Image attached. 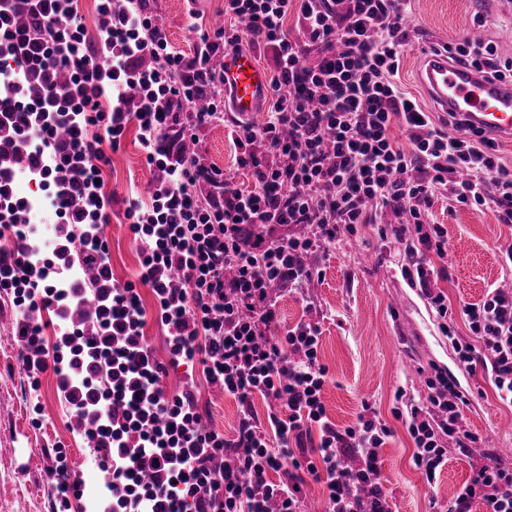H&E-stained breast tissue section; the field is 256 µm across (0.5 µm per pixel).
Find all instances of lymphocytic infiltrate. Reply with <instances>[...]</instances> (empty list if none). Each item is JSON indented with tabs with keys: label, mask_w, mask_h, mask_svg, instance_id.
Masks as SVG:
<instances>
[{
	"label": "lymphocytic infiltrate",
	"mask_w": 512,
	"mask_h": 512,
	"mask_svg": "<svg viewBox=\"0 0 512 512\" xmlns=\"http://www.w3.org/2000/svg\"><path fill=\"white\" fill-rule=\"evenodd\" d=\"M61 2L0 0V237L12 242L0 248V290L13 296V338L29 379L56 374L76 429L101 459L111 512H298L309 477L326 488L325 512H388L380 449L390 428L368 406L352 426L330 421L321 328L302 321L280 331L272 290L301 291L313 277L302 255L354 225L406 213L412 226L377 234L404 244V275L444 319L446 297L429 286L431 257L448 250L443 225L426 221L435 194L492 206L512 224V169L491 141L461 123L448 135L396 81L409 0H224L225 14L246 21L272 52L267 118L240 125L235 137L238 163L255 180L247 194L184 147L224 119V77L212 59L241 50L240 34L195 26L187 56L171 48L146 0H101L91 39ZM294 10L319 52L316 65H302L304 49L288 36ZM20 14L28 26L16 24ZM445 50L488 79L512 78V61L493 44L466 38ZM58 71L68 75L61 86ZM34 76L45 81L38 98L25 93ZM131 88L140 93L133 112ZM132 124L161 177L150 207L133 202L124 213L140 269L138 282L121 283L99 178L107 148H119ZM396 125L408 147L396 143ZM24 174L49 189L57 223L48 258L22 248L39 232L38 208L17 193ZM141 284L166 331L163 361L144 334ZM77 306L75 321L68 312ZM46 311L63 328L61 349L44 343ZM458 313L483 340L478 349L459 345L461 361L486 370L497 398L512 405V292L489 289ZM197 361L241 404L259 394L285 413L269 415L266 434L243 418L233 441L205 428L193 390L171 395L161 386L169 368ZM426 385V402L411 406L405 426L414 465L431 482L445 439L467 453L478 438L460 427L468 400L454 379L439 369ZM273 471L286 481H270ZM477 501L486 512H512V468L473 463L454 512Z\"/></svg>",
	"instance_id": "1"
}]
</instances>
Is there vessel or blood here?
<instances>
[{
    "label": "vessel or blood",
    "instance_id": "vessel-or-blood-1",
    "mask_svg": "<svg viewBox=\"0 0 512 512\" xmlns=\"http://www.w3.org/2000/svg\"><path fill=\"white\" fill-rule=\"evenodd\" d=\"M221 71L231 95V109L240 118L256 112L269 94L268 79L251 53L226 51ZM435 108L454 113L490 138H512V83L491 82L474 68L450 60L447 52L427 54L419 74Z\"/></svg>",
    "mask_w": 512,
    "mask_h": 512
}]
</instances>
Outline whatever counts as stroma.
<instances>
[{
  "label": "stroma",
  "instance_id": "35a3bbf8",
  "mask_svg": "<svg viewBox=\"0 0 512 512\" xmlns=\"http://www.w3.org/2000/svg\"><path fill=\"white\" fill-rule=\"evenodd\" d=\"M163 29L174 50L192 54L191 22L206 27L241 29L239 20L225 16L224 0H158ZM408 46L400 64L399 82L421 107L429 102L417 80L426 50L455 43L471 33H484L501 58L512 59V0H410L405 14ZM231 125L206 128L197 150L236 188L248 192L255 181L236 161ZM160 173L146 162L136 129H129L111 164L103 171L102 190L111 196L110 240L112 272L118 281L136 280L139 258L124 219L132 201L148 202ZM429 220L448 231L446 275L433 279L449 307L477 302L488 289L512 284V269L502 252L512 245V227L499 223L488 207L464 205L439 193ZM319 277L304 295L281 293L277 315L281 328L303 319L321 324L318 354L328 369L323 398L329 419L338 427L354 425L363 405H370L391 429L381 450L382 476L392 512H451L456 496L471 474V460L455 445L446 449L447 462L434 482L414 467V444L395 410H407L428 391L421 372L439 367L451 376L468 400L465 429L478 434L489 454L512 448V406L500 402L490 377L461 362L456 346L481 347L461 318H454L455 338L444 336L440 320L427 299L412 288L401 272L402 256L382 243L374 226L358 225L355 234L306 255ZM12 298L0 292V512H55L52 448L64 446L71 472L84 482V495L71 499L68 512H94L97 486L103 483L100 460L72 427V411L57 390L53 372L39 376L31 388L19 368V348L12 340ZM193 383L205 424L224 438L235 439L243 415L267 428L274 410L271 399L254 396L249 406L209 384L201 365L170 368L168 391Z\"/></svg>",
  "mask_w": 512,
  "mask_h": 512
}]
</instances>
